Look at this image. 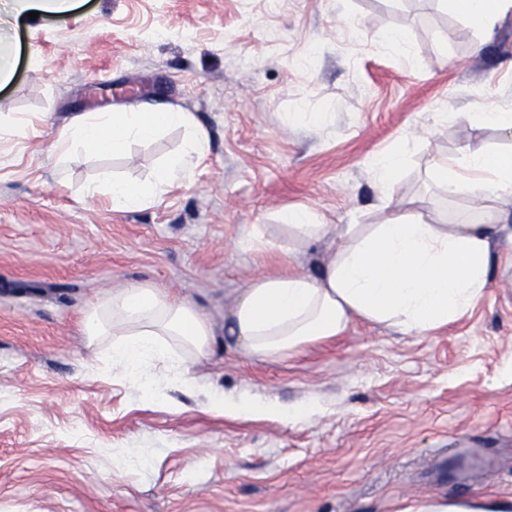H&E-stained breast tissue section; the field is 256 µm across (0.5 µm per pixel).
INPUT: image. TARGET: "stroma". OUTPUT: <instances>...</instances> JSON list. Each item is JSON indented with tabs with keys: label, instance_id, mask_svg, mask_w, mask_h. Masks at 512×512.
Masks as SVG:
<instances>
[{
	"label": "stroma",
	"instance_id": "stroma-1",
	"mask_svg": "<svg viewBox=\"0 0 512 512\" xmlns=\"http://www.w3.org/2000/svg\"><path fill=\"white\" fill-rule=\"evenodd\" d=\"M0 86V512H416L429 500L512 495V258L474 310L431 336L355 322L278 362L245 356L224 320L259 277L315 275L345 240L263 253L283 210L319 224H382L398 202L424 220L492 211L448 195L435 163L468 146L512 152L472 120L512 111V12L493 34L450 0H75L7 28ZM403 49L386 47L390 32ZM166 103L196 115L209 148L192 181L138 210L82 188L102 171L152 178L185 134L119 156L51 145L75 115ZM332 112L333 126L295 120ZM438 112L454 113L447 131ZM408 144L382 191L369 163ZM150 284L193 302L214 331L199 389L146 400L89 343L85 304ZM291 407L302 421L231 418L208 393Z\"/></svg>",
	"mask_w": 512,
	"mask_h": 512
}]
</instances>
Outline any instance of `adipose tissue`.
I'll use <instances>...</instances> for the list:
<instances>
[{"mask_svg": "<svg viewBox=\"0 0 512 512\" xmlns=\"http://www.w3.org/2000/svg\"><path fill=\"white\" fill-rule=\"evenodd\" d=\"M170 127L187 130L186 145L150 180L107 177L84 190L89 197L106 191L113 209H141L159 202L174 184L190 182L195 158L209 145L193 113L157 105L141 112L78 116L59 131L52 153L60 163L81 150L119 154L131 142L150 140ZM437 173L449 193L512 199L511 153L472 146L462 159L439 165ZM345 234L346 246L318 275L261 277L245 289L229 316L228 333L248 357H291L312 343L343 335L357 321L391 326L412 337L433 335L478 305L498 253L512 248V225L505 216L436 224L414 216L405 202L386 223L349 224ZM81 323L91 341L111 337L113 363L124 367L146 398L155 391L150 370L156 365L175 384L194 386L191 360L209 353L214 336L195 304L149 284L88 303ZM211 405L230 417L291 414L299 419L315 411L309 405L292 412L245 396H215Z\"/></svg>", "mask_w": 512, "mask_h": 512, "instance_id": "obj_1", "label": "adipose tissue"}]
</instances>
